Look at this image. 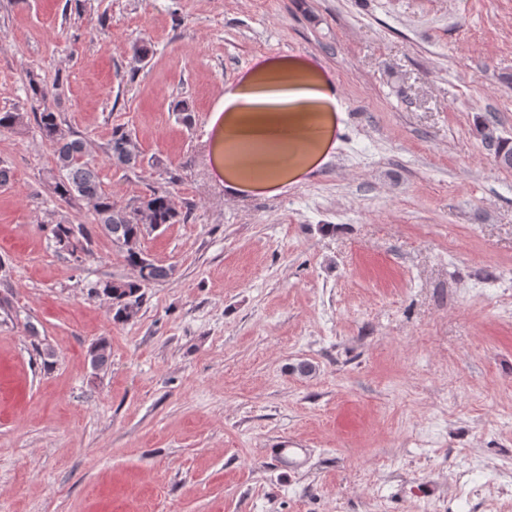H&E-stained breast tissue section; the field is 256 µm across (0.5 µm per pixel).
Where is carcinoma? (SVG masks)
<instances>
[{
    "label": "carcinoma",
    "instance_id": "cac0c4a2",
    "mask_svg": "<svg viewBox=\"0 0 512 512\" xmlns=\"http://www.w3.org/2000/svg\"><path fill=\"white\" fill-rule=\"evenodd\" d=\"M31 112L44 139L53 146L57 175L53 176V193L61 200L75 199L92 203L94 219L83 225L79 233L73 232V223L59 222L52 229L57 251L70 255L81 251L91 254L95 237L103 233L111 242H120L117 251L124 261L138 271L134 280L98 281L89 285L90 299L105 298L111 303L112 321L128 323L135 320L146 301V289L153 284L172 278L175 268L151 259L142 249L141 242L149 231L181 220V212L175 207L171 193L154 189L134 204L125 206L112 201L101 188L95 168L88 156L84 141L73 139L58 121L48 100L52 90L48 86L30 80ZM24 112H0V130L15 129L25 124ZM112 163L121 168H133L138 164L131 135L121 128L112 131L109 143ZM91 366L100 370L109 363L107 343L100 341L89 351Z\"/></svg>",
    "mask_w": 512,
    "mask_h": 512
}]
</instances>
